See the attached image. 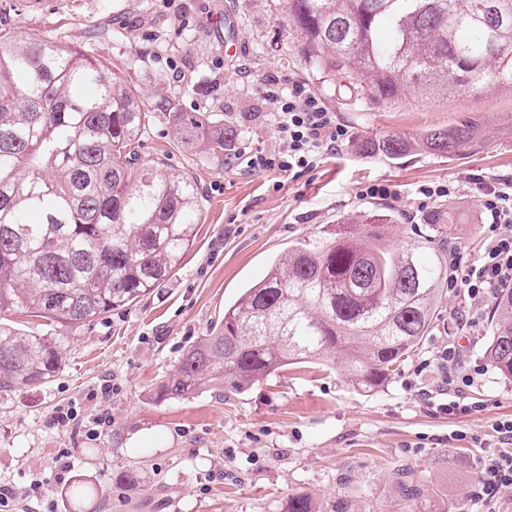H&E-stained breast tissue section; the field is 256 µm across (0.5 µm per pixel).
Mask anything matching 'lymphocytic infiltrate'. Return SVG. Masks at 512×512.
I'll use <instances>...</instances> for the list:
<instances>
[{"label": "lymphocytic infiltrate", "instance_id": "lymphocytic-infiltrate-1", "mask_svg": "<svg viewBox=\"0 0 512 512\" xmlns=\"http://www.w3.org/2000/svg\"><path fill=\"white\" fill-rule=\"evenodd\" d=\"M264 95L275 106L277 151L266 154L247 150L244 143L230 142L229 162L256 171H279L298 177L314 171L324 153L336 151L349 130L326 103L305 85L289 78H273ZM472 183L486 226L482 245L474 259L458 255L448 260V289L462 294L470 312H479L485 301L505 288H512V179H485ZM499 446L483 457L477 472L475 500L494 497L512 486V420L494 424Z\"/></svg>", "mask_w": 512, "mask_h": 512}]
</instances>
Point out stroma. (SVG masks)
Returning a JSON list of instances; mask_svg holds the SVG:
<instances>
[{
	"mask_svg": "<svg viewBox=\"0 0 512 512\" xmlns=\"http://www.w3.org/2000/svg\"><path fill=\"white\" fill-rule=\"evenodd\" d=\"M0 29L79 49L135 89L151 118L139 152L169 174H190L203 197L196 243L182 268L133 305L70 329L22 309L0 322L37 336L67 335L64 365L46 383L0 390V487L20 512H288L294 494L314 512H512V488L473 502L477 466L497 440L492 425L512 419V379L492 366L487 317L461 327L462 298L444 294L442 312L380 390L362 392L339 370L288 366L242 394L206 390L159 401V383L224 317L240 288L303 239L325 236L353 215L388 213L401 224L453 220L448 245L477 255L483 226L474 175L512 178V93L447 91L376 101L354 80L311 59L288 18V0H0ZM292 76L321 97L352 134L313 172L246 171L225 154L182 148L167 106L232 127L238 140L277 149L273 104L261 89ZM470 120L473 147L443 157L420 149L402 159L363 154L360 145ZM461 191L417 207L426 183ZM373 184L396 190L380 201ZM461 347L460 375L474 377L470 410L449 411L440 352ZM110 384L108 402L96 399ZM58 406L77 413L50 426ZM109 412L110 425L96 423ZM67 463H60V451ZM416 471L407 498L400 469ZM41 480L29 493L32 480ZM94 487L81 508L76 483Z\"/></svg>",
	"mask_w": 512,
	"mask_h": 512,
	"instance_id": "obj_1",
	"label": "stroma"
}]
</instances>
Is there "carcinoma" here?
<instances>
[{"mask_svg": "<svg viewBox=\"0 0 512 512\" xmlns=\"http://www.w3.org/2000/svg\"><path fill=\"white\" fill-rule=\"evenodd\" d=\"M288 17L311 56L348 66L378 101L450 86L512 89V0H288ZM169 118L191 151L215 155L233 136L197 112ZM146 119L135 91L102 63L0 32V313L26 309L74 327L181 269L201 194L190 177L141 161ZM473 136L466 120L416 145L389 135L362 150L453 155ZM345 226L277 256L161 381L159 398L242 394L298 363L337 367L365 392L398 375L440 316L454 224H430L399 251L387 244L391 215ZM490 327V361L511 378V288L500 291ZM66 341L1 323L0 390L55 377Z\"/></svg>", "mask_w": 512, "mask_h": 512, "instance_id": "1", "label": "carcinoma"}]
</instances>
